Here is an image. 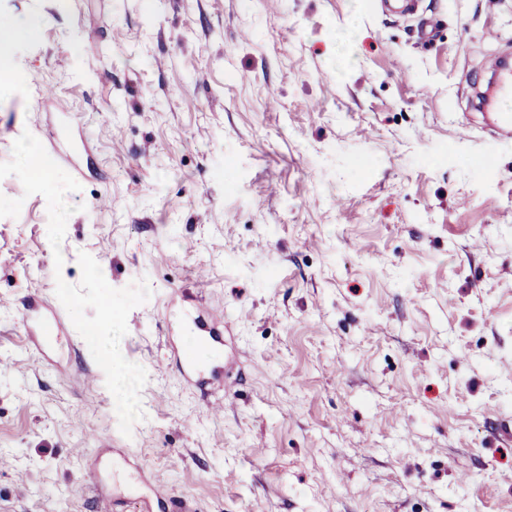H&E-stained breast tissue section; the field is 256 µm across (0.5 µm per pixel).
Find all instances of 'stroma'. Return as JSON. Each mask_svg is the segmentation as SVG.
Segmentation results:
<instances>
[{
	"mask_svg": "<svg viewBox=\"0 0 512 512\" xmlns=\"http://www.w3.org/2000/svg\"><path fill=\"white\" fill-rule=\"evenodd\" d=\"M0 162L58 133L80 184L0 218V512H98L121 450L196 512H512V143L474 105L512 0H0ZM98 21L80 41L85 18ZM53 87L55 99L43 96ZM494 150L484 166L482 155ZM147 281L120 341L143 366L124 436L56 296L80 252ZM62 264H55V254ZM66 338L31 349L28 301ZM224 315V413L185 385L174 306ZM42 25V18L32 17L26 21H20L14 16L9 25H0V42L1 46L10 45L12 42L34 38Z\"/></svg>",
	"mask_w": 512,
	"mask_h": 512,
	"instance_id": "1",
	"label": "stroma"
}]
</instances>
